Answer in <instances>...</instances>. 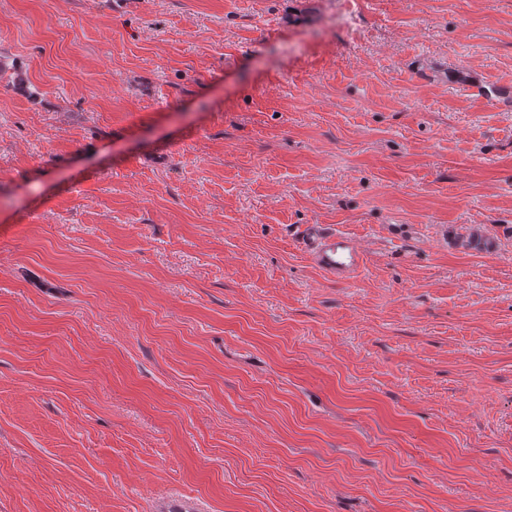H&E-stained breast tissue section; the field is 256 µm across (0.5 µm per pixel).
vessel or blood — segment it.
I'll return each mask as SVG.
<instances>
[{
    "label": "vessel or blood",
    "instance_id": "obj_1",
    "mask_svg": "<svg viewBox=\"0 0 512 512\" xmlns=\"http://www.w3.org/2000/svg\"><path fill=\"white\" fill-rule=\"evenodd\" d=\"M302 241L314 263L331 278L347 279L363 264V256L352 240L344 234L310 225Z\"/></svg>",
    "mask_w": 512,
    "mask_h": 512
}]
</instances>
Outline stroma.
Returning <instances> with one entry per match:
<instances>
[{
    "label": "stroma",
    "mask_w": 512,
    "mask_h": 512,
    "mask_svg": "<svg viewBox=\"0 0 512 512\" xmlns=\"http://www.w3.org/2000/svg\"><path fill=\"white\" fill-rule=\"evenodd\" d=\"M0 512H512V0H0ZM302 241L311 259L328 277L348 279L362 267V253L344 234L312 224L303 233Z\"/></svg>",
    "instance_id": "stroma-1"
}]
</instances>
